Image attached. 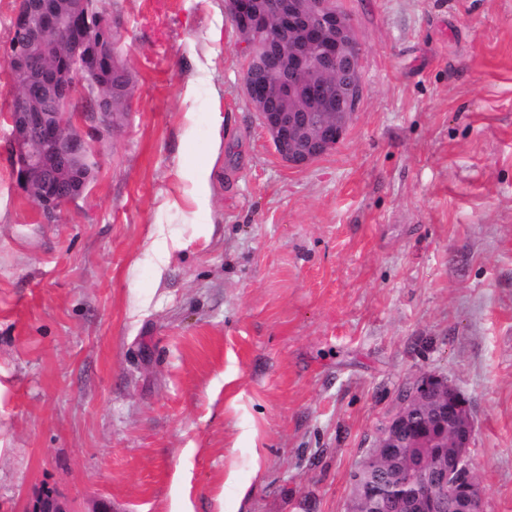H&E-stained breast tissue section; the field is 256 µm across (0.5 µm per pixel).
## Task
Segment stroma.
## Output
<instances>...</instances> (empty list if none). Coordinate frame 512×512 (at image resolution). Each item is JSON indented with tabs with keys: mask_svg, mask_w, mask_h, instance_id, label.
<instances>
[{
	"mask_svg": "<svg viewBox=\"0 0 512 512\" xmlns=\"http://www.w3.org/2000/svg\"><path fill=\"white\" fill-rule=\"evenodd\" d=\"M336 3L363 101L294 168L224 0H101L131 109L51 224L0 68V512L45 485L79 512H347L425 373L469 401L485 512H512V0Z\"/></svg>",
	"mask_w": 512,
	"mask_h": 512,
	"instance_id": "stroma-1",
	"label": "stroma"
}]
</instances>
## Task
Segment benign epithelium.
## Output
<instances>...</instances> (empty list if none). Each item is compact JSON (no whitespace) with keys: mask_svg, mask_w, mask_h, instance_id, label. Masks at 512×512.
I'll return each mask as SVG.
<instances>
[{"mask_svg":"<svg viewBox=\"0 0 512 512\" xmlns=\"http://www.w3.org/2000/svg\"><path fill=\"white\" fill-rule=\"evenodd\" d=\"M92 0H20L6 54L15 90L9 113L11 162L16 179L47 222L80 198L93 175L92 147L84 125L70 116L76 97L90 94L84 121L109 135L121 128L115 102L127 98L131 75L113 55L111 41H96L82 24ZM246 60L243 91L270 135L275 152L303 168L344 137L363 98L361 46L349 16L336 0H225ZM114 61L122 83L96 87L88 53ZM429 434L412 448H432L438 432L458 449L456 470L472 468L474 423L464 395L446 379L423 374L398 395V409L359 465L363 474L393 463L397 437L422 410ZM420 485L389 482L379 497L387 512H443L448 493L455 512H484L478 481L455 480V470L416 459ZM26 512H77L50 487L27 502Z\"/></svg>","mask_w":512,"mask_h":512,"instance_id":"obj_1","label":"benign epithelium"}]
</instances>
